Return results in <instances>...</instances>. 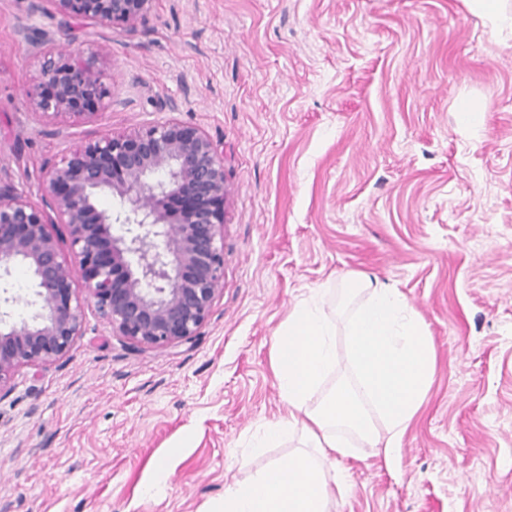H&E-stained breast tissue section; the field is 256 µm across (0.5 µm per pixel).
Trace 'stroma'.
Masks as SVG:
<instances>
[{"label": "stroma", "mask_w": 512, "mask_h": 512, "mask_svg": "<svg viewBox=\"0 0 512 512\" xmlns=\"http://www.w3.org/2000/svg\"><path fill=\"white\" fill-rule=\"evenodd\" d=\"M22 28L57 21L0 0V181L37 201L87 129L201 128L224 152V286L164 349L85 305L69 354L0 400V512H209L298 449L249 446L288 413L273 336L312 288L344 325L353 274L408 298L437 371L396 464L355 442L330 512H512V32L463 0H155L98 63L111 104L60 133Z\"/></svg>", "instance_id": "1"}]
</instances>
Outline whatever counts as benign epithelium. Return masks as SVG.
Wrapping results in <instances>:
<instances>
[{"instance_id": "1", "label": "benign epithelium", "mask_w": 512, "mask_h": 512, "mask_svg": "<svg viewBox=\"0 0 512 512\" xmlns=\"http://www.w3.org/2000/svg\"><path fill=\"white\" fill-rule=\"evenodd\" d=\"M154 0H29L50 4L60 27L78 20L99 33L85 58L73 41L48 32L18 33L42 59L34 109L72 125L92 122L112 100L96 68L111 55L106 32H134ZM45 193L35 202L0 184V281L18 267L31 291L0 294V399L25 367L67 355L92 304L112 335L153 348L197 334L224 284V158L203 130L177 118L120 135L90 133L44 167ZM110 193L116 209L97 199ZM178 194L203 202L184 214L167 207Z\"/></svg>"}]
</instances>
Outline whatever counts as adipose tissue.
<instances>
[{
    "instance_id": "1",
    "label": "adipose tissue",
    "mask_w": 512,
    "mask_h": 512,
    "mask_svg": "<svg viewBox=\"0 0 512 512\" xmlns=\"http://www.w3.org/2000/svg\"><path fill=\"white\" fill-rule=\"evenodd\" d=\"M353 286L366 295L345 333L353 379L313 402L336 368V324L313 290L274 336L271 365L288 414L266 422L258 442L270 448L298 434L309 448L228 485L213 512H329V486L347 488L336 460L350 454L352 435L396 461L435 374V349L399 289L367 277Z\"/></svg>"
}]
</instances>
